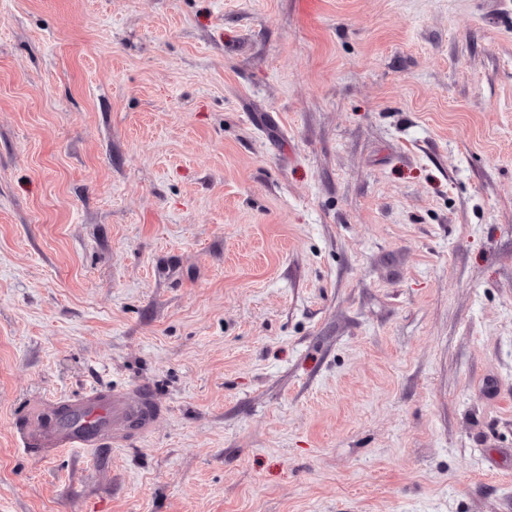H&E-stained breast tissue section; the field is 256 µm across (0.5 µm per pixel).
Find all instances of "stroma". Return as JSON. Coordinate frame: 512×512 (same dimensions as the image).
<instances>
[{
    "label": "stroma",
    "instance_id": "35a3bbf8",
    "mask_svg": "<svg viewBox=\"0 0 512 512\" xmlns=\"http://www.w3.org/2000/svg\"><path fill=\"white\" fill-rule=\"evenodd\" d=\"M0 512H512V0H0ZM80 406L87 420L112 416V443L149 434L159 412L153 395L146 389H137L133 398L120 390L92 389L80 401ZM133 422L134 426H130ZM56 427L64 429H73L86 433L94 432L98 429L99 424L94 422L90 425L84 426L80 421L85 416L83 412L72 410L70 408L61 407L53 413ZM105 435L98 434L96 436H89L81 432L75 431H49L43 429H34L24 432V440H22L23 447L37 446L34 448H43L50 455L58 448L67 449H86L97 448L101 446Z\"/></svg>",
    "mask_w": 512,
    "mask_h": 512
}]
</instances>
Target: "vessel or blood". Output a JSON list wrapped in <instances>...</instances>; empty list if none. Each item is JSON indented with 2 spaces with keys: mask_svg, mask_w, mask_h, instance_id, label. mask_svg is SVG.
Here are the masks:
<instances>
[{
  "mask_svg": "<svg viewBox=\"0 0 512 512\" xmlns=\"http://www.w3.org/2000/svg\"><path fill=\"white\" fill-rule=\"evenodd\" d=\"M80 406L91 420L105 415L111 416L112 439L117 443L149 434L159 411L151 392L145 389L137 390L132 397L120 390L109 392L93 389L84 396ZM102 441L103 438L99 435L89 436L69 430L57 432L34 429L25 432L23 443L29 447L43 448L51 453L60 448H96Z\"/></svg>",
  "mask_w": 512,
  "mask_h": 512,
  "instance_id": "obj_1",
  "label": "vessel or blood"
}]
</instances>
